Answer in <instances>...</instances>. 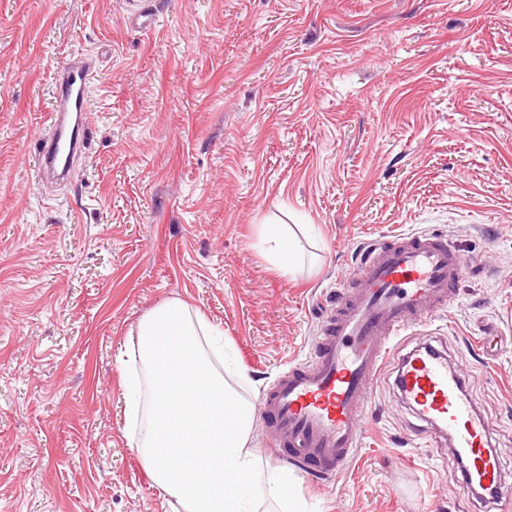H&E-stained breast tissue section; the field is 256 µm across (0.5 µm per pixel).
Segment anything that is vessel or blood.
<instances>
[{
	"label": "vessel or blood",
	"instance_id": "obj_1",
	"mask_svg": "<svg viewBox=\"0 0 512 512\" xmlns=\"http://www.w3.org/2000/svg\"><path fill=\"white\" fill-rule=\"evenodd\" d=\"M91 75L90 67L68 65L56 79L58 96L85 91ZM54 132L55 139L41 145L34 159L42 178L69 172L57 156L58 135L69 134L75 150L87 138L78 128L66 132L59 108ZM463 269L454 247L425 233L368 246L360 285L337 292L310 357L289 364L260 401L277 457L326 478L346 469L365 433L363 415L373 387L395 356L405 402L465 462V493L481 494L493 505L512 497L502 481L500 458L489 445L490 421L466 398L461 374L430 343L403 355L396 345L403 333L447 308Z\"/></svg>",
	"mask_w": 512,
	"mask_h": 512
}]
</instances>
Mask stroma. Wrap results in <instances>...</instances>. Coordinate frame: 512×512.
I'll return each instance as SVG.
<instances>
[{"label":"stroma","instance_id":"1","mask_svg":"<svg viewBox=\"0 0 512 512\" xmlns=\"http://www.w3.org/2000/svg\"><path fill=\"white\" fill-rule=\"evenodd\" d=\"M149 18L131 26L129 6ZM97 69L68 183L29 152L51 81ZM0 512H171L131 440L120 367L153 308L222 326L259 403L309 357L362 250L432 233L466 260L428 337L492 420L512 485V0H0ZM280 225L305 256L273 268ZM385 371L352 463L278 459L308 512H481Z\"/></svg>","mask_w":512,"mask_h":512}]
</instances>
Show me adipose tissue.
Returning <instances> with one entry per match:
<instances>
[{
    "mask_svg": "<svg viewBox=\"0 0 512 512\" xmlns=\"http://www.w3.org/2000/svg\"><path fill=\"white\" fill-rule=\"evenodd\" d=\"M141 372H127V404L140 407V380L153 398L138 443L154 485L180 512H262L272 496L282 512H306L288 477L265 478L250 445L255 409L215 366L221 329L178 299L139 322Z\"/></svg>",
    "mask_w": 512,
    "mask_h": 512,
    "instance_id": "1",
    "label": "adipose tissue"
}]
</instances>
